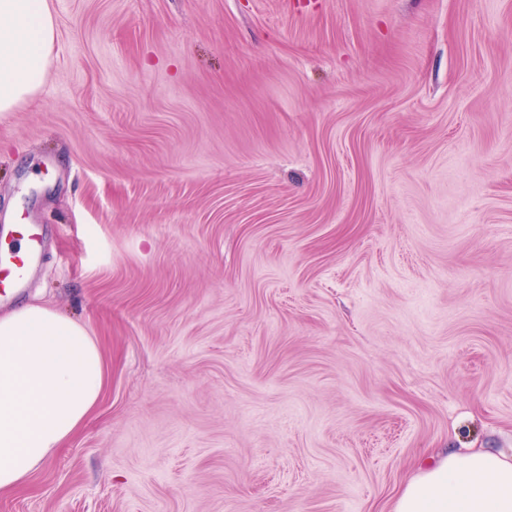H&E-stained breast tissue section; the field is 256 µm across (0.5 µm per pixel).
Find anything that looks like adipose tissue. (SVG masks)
Masks as SVG:
<instances>
[{"mask_svg": "<svg viewBox=\"0 0 512 512\" xmlns=\"http://www.w3.org/2000/svg\"><path fill=\"white\" fill-rule=\"evenodd\" d=\"M54 40L49 0H0V112L36 95ZM104 381L97 340L77 320L37 300L0 314V491L25 487L79 432ZM384 512H512V455L435 453Z\"/></svg>", "mask_w": 512, "mask_h": 512, "instance_id": "adipose-tissue-1", "label": "adipose tissue"}]
</instances>
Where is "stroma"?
Returning <instances> with one entry per match:
<instances>
[{"label": "stroma", "instance_id": "obj_1", "mask_svg": "<svg viewBox=\"0 0 512 512\" xmlns=\"http://www.w3.org/2000/svg\"><path fill=\"white\" fill-rule=\"evenodd\" d=\"M0 237L107 365L0 512H381L512 449V0H50ZM24 231L27 237L25 252L11 257L7 268L0 267V286L4 288L2 295L5 294V280L8 282V288L14 290L24 288L34 268L42 259L44 242L42 229L37 225L25 224Z\"/></svg>", "mask_w": 512, "mask_h": 512}]
</instances>
